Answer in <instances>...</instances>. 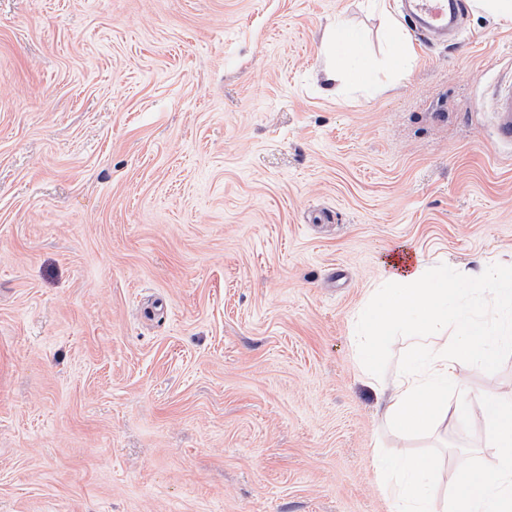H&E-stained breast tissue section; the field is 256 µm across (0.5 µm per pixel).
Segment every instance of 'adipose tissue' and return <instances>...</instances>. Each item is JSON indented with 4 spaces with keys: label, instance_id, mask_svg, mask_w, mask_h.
<instances>
[{
    "label": "adipose tissue",
    "instance_id": "adipose-tissue-1",
    "mask_svg": "<svg viewBox=\"0 0 512 512\" xmlns=\"http://www.w3.org/2000/svg\"><path fill=\"white\" fill-rule=\"evenodd\" d=\"M334 38L337 52L357 61L350 78L367 81L378 62L362 35L340 23ZM387 266L386 287L377 290L357 322L356 347L367 378L387 397L386 420L408 433L447 417L449 395L462 390L456 373L460 358L489 363L498 345H512V265L479 263L464 272L461 288L419 258L410 265L391 259ZM485 297L497 311L489 321L474 312ZM448 327L454 332L451 343L438 345L435 331ZM400 336L410 341L409 362L390 380H381L383 355ZM478 409L493 433L496 462L492 471L456 476L449 512H512V389L491 386ZM385 467L395 477L390 494L398 512H439L425 482L434 461L406 456L386 461Z\"/></svg>",
    "mask_w": 512,
    "mask_h": 512
}]
</instances>
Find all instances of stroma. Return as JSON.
I'll return each mask as SVG.
<instances>
[{
    "instance_id": "stroma-1",
    "label": "stroma",
    "mask_w": 512,
    "mask_h": 512,
    "mask_svg": "<svg viewBox=\"0 0 512 512\" xmlns=\"http://www.w3.org/2000/svg\"><path fill=\"white\" fill-rule=\"evenodd\" d=\"M407 77L328 84L337 22ZM399 0H0V512H396L377 456L495 463L481 415L395 432L354 326L401 248L512 265L488 90L512 27L421 44ZM464 406L512 346L460 360ZM389 35L395 41L391 46L387 62L398 72L404 71L410 55L409 47L404 43L394 23L390 24Z\"/></svg>"
}]
</instances>
